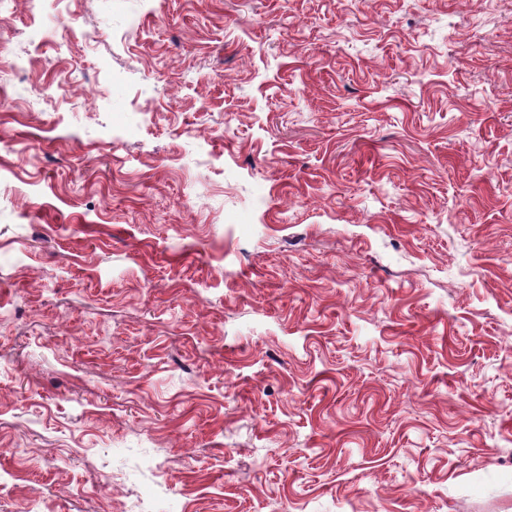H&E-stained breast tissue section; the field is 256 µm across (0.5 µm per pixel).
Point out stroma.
<instances>
[{
	"label": "stroma",
	"mask_w": 512,
	"mask_h": 512,
	"mask_svg": "<svg viewBox=\"0 0 512 512\" xmlns=\"http://www.w3.org/2000/svg\"><path fill=\"white\" fill-rule=\"evenodd\" d=\"M66 8L0 6V512H512V0Z\"/></svg>",
	"instance_id": "obj_1"
}]
</instances>
